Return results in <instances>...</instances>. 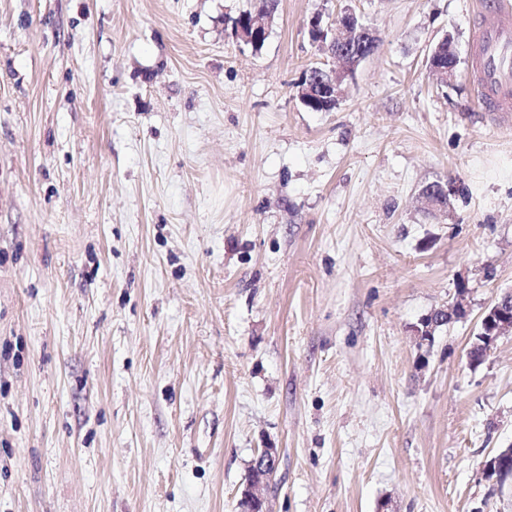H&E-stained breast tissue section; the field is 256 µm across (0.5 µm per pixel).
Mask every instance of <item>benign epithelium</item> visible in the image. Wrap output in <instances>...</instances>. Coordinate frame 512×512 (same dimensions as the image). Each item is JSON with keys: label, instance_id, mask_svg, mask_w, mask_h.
I'll return each mask as SVG.
<instances>
[{"label": "benign epithelium", "instance_id": "1", "mask_svg": "<svg viewBox=\"0 0 512 512\" xmlns=\"http://www.w3.org/2000/svg\"><path fill=\"white\" fill-rule=\"evenodd\" d=\"M310 31L320 35V39H329L328 50L334 56L347 59L340 68L317 70L302 78L299 84L298 96L305 106L318 105L329 109L336 105L342 95L343 83L346 77L353 74L355 67L370 56V52L378 46L377 36L365 23H360L352 12L342 15L335 23V28L321 29V17L316 15L309 20ZM271 28V17L255 14L243 19L236 27L235 36L244 43H254L267 35ZM454 193L451 184L433 187L422 193L429 209L444 210L443 200L450 199ZM468 289L460 286L454 303L441 307L425 315L420 324L422 328L415 329V340L418 346L430 344V333L438 325H448L467 315ZM512 334V292H505L496 297L486 308L481 319L478 337L483 353H488L498 340ZM512 461V445L499 449L494 455L484 461L482 475L487 480H493L502 485L512 479V470L507 469V463ZM279 462V452L276 448H263L252 459L251 479L243 491L242 512H266L265 490L272 479Z\"/></svg>", "mask_w": 512, "mask_h": 512}]
</instances>
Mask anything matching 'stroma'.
Listing matches in <instances>:
<instances>
[{"label":"stroma","mask_w":512,"mask_h":512,"mask_svg":"<svg viewBox=\"0 0 512 512\" xmlns=\"http://www.w3.org/2000/svg\"><path fill=\"white\" fill-rule=\"evenodd\" d=\"M252 4L0 0V512H241L260 448L268 512H512V335L466 361L512 290L483 0H279L257 51ZM347 10L378 48L310 111ZM270 6H274L277 9L278 0H256L253 9L243 12L239 17L242 18L244 16H251L254 13H262ZM271 24L270 16L254 14L250 18H244L239 24H237L235 36L243 43L258 42L263 36H265L260 45L253 48L257 51L264 45L268 37L267 34L271 28ZM448 45L452 46V48H454V46H455L454 42L449 37H448V43H447V41L442 42V43L438 42L432 49V51H433L437 46H439V48H438L439 50L436 54V57L439 58L440 60H442L446 65L448 64L447 66L433 65L434 71L437 72L440 77V82H442L446 85L448 83H450L451 81H453V79L455 78V75H456V63H448V61L454 62V59H455L454 53L448 54ZM467 295L468 288H465L464 284H461L460 288L457 290L456 300L452 305H449L448 308L441 307L434 309L420 320V324L422 325L423 330H420L419 327H416L414 334L418 347H422L423 345L430 346L431 336H429V334L432 333L436 326H447L448 324L460 320L467 315ZM512 461V445L499 449L494 455L484 461L482 475L486 480H493L497 484H504L512 479V470L507 469V463Z\"/></svg>","instance_id":"35a3bbf8"}]
</instances>
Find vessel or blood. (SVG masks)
<instances>
[{
	"label": "vessel or blood",
	"instance_id": "vessel-or-blood-1",
	"mask_svg": "<svg viewBox=\"0 0 512 512\" xmlns=\"http://www.w3.org/2000/svg\"><path fill=\"white\" fill-rule=\"evenodd\" d=\"M473 74L490 111L512 112V13L500 10L482 18Z\"/></svg>",
	"mask_w": 512,
	"mask_h": 512
}]
</instances>
